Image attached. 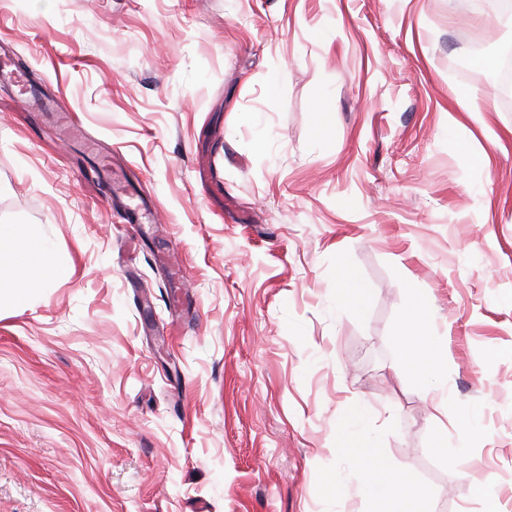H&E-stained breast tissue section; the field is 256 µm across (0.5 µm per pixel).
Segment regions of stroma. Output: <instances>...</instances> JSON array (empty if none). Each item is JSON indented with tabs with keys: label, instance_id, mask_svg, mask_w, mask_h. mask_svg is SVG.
Wrapping results in <instances>:
<instances>
[{
	"label": "stroma",
	"instance_id": "35a3bbf8",
	"mask_svg": "<svg viewBox=\"0 0 512 512\" xmlns=\"http://www.w3.org/2000/svg\"><path fill=\"white\" fill-rule=\"evenodd\" d=\"M507 34L468 0H0L84 127L0 86V233L72 270L0 300V512H368L357 443L419 512H512V105L474 54ZM365 297V289L357 277L346 267H342L339 273L337 298L350 307L360 306ZM441 348L437 344H418L408 349L406 354L410 361L416 365H423L429 369L439 368L442 359Z\"/></svg>",
	"mask_w": 512,
	"mask_h": 512
}]
</instances>
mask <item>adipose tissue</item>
<instances>
[{
  "instance_id": "1",
  "label": "adipose tissue",
  "mask_w": 512,
  "mask_h": 512,
  "mask_svg": "<svg viewBox=\"0 0 512 512\" xmlns=\"http://www.w3.org/2000/svg\"><path fill=\"white\" fill-rule=\"evenodd\" d=\"M359 468L368 476L366 490L371 499L393 502L394 512H414L426 492L405 475L394 473L382 456L360 450L356 456Z\"/></svg>"
}]
</instances>
